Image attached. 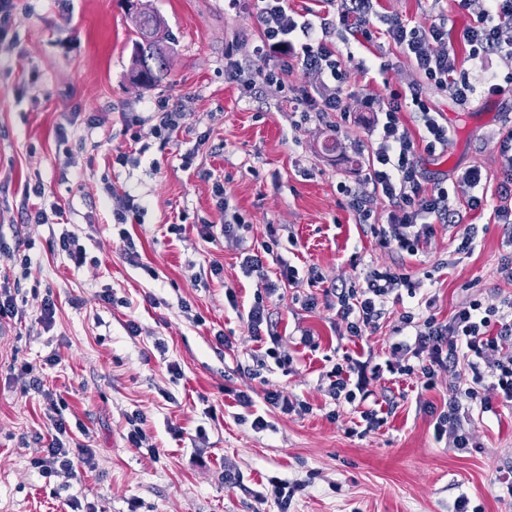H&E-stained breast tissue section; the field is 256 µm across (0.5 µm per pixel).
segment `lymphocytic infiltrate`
I'll list each match as a JSON object with an SVG mask.
<instances>
[{
    "mask_svg": "<svg viewBox=\"0 0 512 512\" xmlns=\"http://www.w3.org/2000/svg\"><path fill=\"white\" fill-rule=\"evenodd\" d=\"M378 5L379 0H341L337 13L315 18L291 9L288 0H255L259 43L248 62L229 60L227 72L237 75L249 70L260 83L282 85L289 68L300 65L317 75L323 88L301 90L296 97L298 104L323 119L333 114L347 116L351 100L358 95L348 85L350 60L336 40L347 36L370 39L369 24ZM458 5L474 10L475 20L457 32L442 21L425 26H412L399 19L386 22V37L409 60L419 80L390 92L385 107L379 109V117L368 127V168L363 179L339 183L337 189L360 223L368 224L378 245L399 254L401 261L388 267H365L356 279L326 287V294L334 299L336 316L351 337L359 338L379 329L389 313L390 302L416 296L423 283L412 279L403 260L419 255L436 225L462 224L461 210L482 208L487 200L488 177L480 166H469L449 186L441 179L430 180L421 165L422 155L445 148L450 137L447 124L437 119L424 97V86H435L459 104L467 105L474 97L497 96L503 89L493 73L474 82L470 66L481 65L491 55L512 63V37L504 34L505 29L512 28V0H458ZM455 41L465 47L466 58H459L452 50ZM274 57L280 58L283 65L268 69V61ZM361 100L366 109L375 108L372 98ZM497 149L500 177L493 214L495 223L508 227L512 225V127L500 132ZM453 196L458 199L454 206L449 203ZM380 201L387 205L386 220L374 224L370 218ZM272 252L265 243L258 248H245L240 254L243 272L257 278L254 301L245 310L244 318L255 340L269 338L271 346L265 354L271 358L277 355L279 337L270 324L268 299L302 279L312 287L323 281L317 268H308L302 274L287 262L280 265L279 280H270L264 259ZM423 304V310L412 309L400 316L393 328L397 340L391 345V359L386 365L344 357L330 372V394L336 402L353 405L360 425L370 432L378 429L384 418L380 409L367 403L369 378L387 372L420 380L423 388L429 389L438 373H447L454 386L446 411L436 419L435 432L440 437L448 436L453 447L465 448L470 434L460 416L464 402H479L481 409L487 410L495 393L512 402V355L503 353L512 338V319L498 308L468 300L449 319L441 320L432 311V299H424ZM462 365L470 379L460 387L455 379ZM69 440L65 422L54 420L51 441L39 465L43 470L76 480L80 477L79 464H90L92 451L82 445L69 448Z\"/></svg>",
    "mask_w": 512,
    "mask_h": 512,
    "instance_id": "f902f5d3",
    "label": "lymphocytic infiltrate"
}]
</instances>
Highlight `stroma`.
<instances>
[{"mask_svg":"<svg viewBox=\"0 0 512 512\" xmlns=\"http://www.w3.org/2000/svg\"><path fill=\"white\" fill-rule=\"evenodd\" d=\"M381 5L372 41L347 45L376 74L367 84L351 69V86H365L379 105L418 79L383 38L384 17L444 18L457 31L474 19L456 0ZM139 12L159 16L174 41L169 76L150 87L134 79ZM258 30L249 7L228 11L224 0H15L12 30L0 38V270L15 281L26 315L0 320V512H71L72 500L95 512H452L462 496L481 512H512L503 495L512 478V403L497 395L488 411L470 403L473 445L459 450L434 429L448 402L447 374L430 390L390 374L371 380V399L388 416L362 436L351 431L352 407L329 394L326 373L342 355L388 358L393 327L413 299L357 339L345 335L321 288H285L268 308L291 362H257L259 345L225 298L230 287L249 305L255 281L239 268L235 240L200 234L202 222L224 221L213 179L223 180L245 220L246 242L275 240V253L299 270L317 268L326 283L399 260L356 224L337 190L365 173L368 114L360 101L330 129L301 122L288 99L290 89L318 84L316 75L293 69L284 91H248L225 76L226 54L250 57ZM423 93L451 131L444 150L424 158L428 176L471 165L489 176L488 208L463 215L478 227L472 252L456 253L455 230L439 225L408 266L446 320L465 300H512V284L497 273L512 235L491 211L496 138L512 120V101L462 106L435 87ZM162 99L184 112L165 146L150 120ZM35 179L42 204L61 206L57 223H22L19 202ZM114 192L133 200L123 227L141 266L126 263L115 241ZM173 224L181 234L170 233ZM68 233L86 250L83 267L58 248ZM20 236L30 242L25 264L12 255ZM215 262L224 267L218 278L210 274ZM107 288L115 304L100 301ZM47 298L56 313L46 328L30 315ZM132 320L140 335H130ZM219 331L227 344L217 342ZM306 331L313 345L302 343ZM173 363L180 372L170 371ZM269 390L306 403L308 413L266 406ZM239 391L251 393L271 429L252 428L250 410L234 401ZM55 414L88 434L93 465L80 480L35 464ZM133 414L143 416L156 455L127 441ZM276 483L288 486L287 503L274 500Z\"/></svg>","mask_w":512,"mask_h":512,"instance_id":"35a3bbf8","label":"stroma"}]
</instances>
